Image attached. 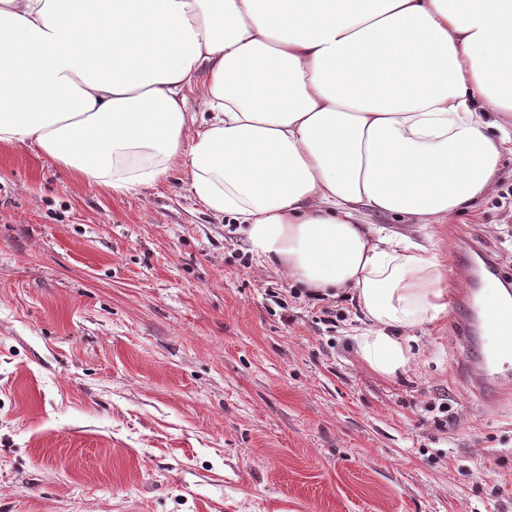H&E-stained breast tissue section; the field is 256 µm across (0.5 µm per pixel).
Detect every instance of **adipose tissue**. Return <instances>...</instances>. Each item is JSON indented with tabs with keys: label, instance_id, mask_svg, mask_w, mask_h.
<instances>
[{
	"label": "adipose tissue",
	"instance_id": "ef3b65f1",
	"mask_svg": "<svg viewBox=\"0 0 512 512\" xmlns=\"http://www.w3.org/2000/svg\"><path fill=\"white\" fill-rule=\"evenodd\" d=\"M492 112L512 121V0H0L1 145L124 195L185 169L289 281L355 296L384 375L448 285L433 239L360 213L445 224L487 196Z\"/></svg>",
	"mask_w": 512,
	"mask_h": 512
}]
</instances>
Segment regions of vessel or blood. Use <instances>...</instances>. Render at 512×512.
<instances>
[{
    "label": "vessel or blood",
    "mask_w": 512,
    "mask_h": 512,
    "mask_svg": "<svg viewBox=\"0 0 512 512\" xmlns=\"http://www.w3.org/2000/svg\"><path fill=\"white\" fill-rule=\"evenodd\" d=\"M486 256L479 242L462 241L455 277L463 285L456 304L464 335H471L472 326L477 323L499 338L497 347L477 352L466 362L468 384L489 400L500 393L503 381L512 376V299L497 296L476 300L478 291L496 287L505 278L501 267L488 263Z\"/></svg>",
    "instance_id": "vessel-or-blood-1"
}]
</instances>
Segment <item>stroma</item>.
<instances>
[{"instance_id": "1", "label": "stroma", "mask_w": 512, "mask_h": 512, "mask_svg": "<svg viewBox=\"0 0 512 512\" xmlns=\"http://www.w3.org/2000/svg\"><path fill=\"white\" fill-rule=\"evenodd\" d=\"M511 188L508 153L451 223L363 221L512 271ZM291 286L183 172L123 196L0 146V512H512V386L489 404L463 375L484 335L449 307L383 376L355 300Z\"/></svg>"}]
</instances>
